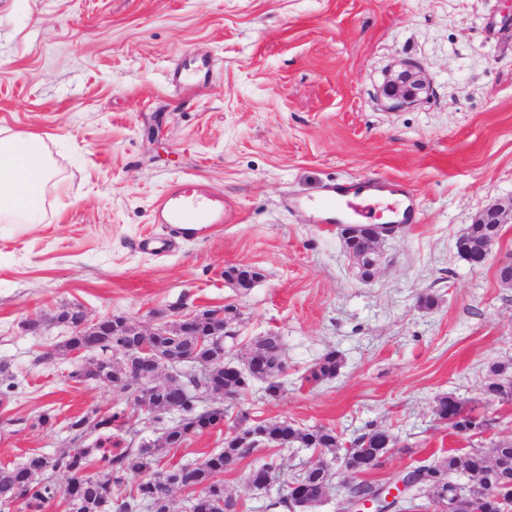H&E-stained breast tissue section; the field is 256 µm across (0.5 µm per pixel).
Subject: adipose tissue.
Here are the masks:
<instances>
[{"mask_svg":"<svg viewBox=\"0 0 512 512\" xmlns=\"http://www.w3.org/2000/svg\"><path fill=\"white\" fill-rule=\"evenodd\" d=\"M55 176L40 139L0 134V224L41 223V199Z\"/></svg>","mask_w":512,"mask_h":512,"instance_id":"ef3b65f1","label":"adipose tissue"}]
</instances>
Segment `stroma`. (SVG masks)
Returning a JSON list of instances; mask_svg holds the SVG:
<instances>
[{
    "mask_svg": "<svg viewBox=\"0 0 512 512\" xmlns=\"http://www.w3.org/2000/svg\"><path fill=\"white\" fill-rule=\"evenodd\" d=\"M512 0H0V130L41 137L56 169L43 221L0 224V465L66 451L69 418L120 413L123 440L153 441L123 395L69 374L45 352L78 305L96 322L235 305L244 360L280 336L288 375L229 415L335 428L343 443L375 429L395 442L379 479L448 452L512 440V402L483 388L512 364V223L471 266L457 238L488 205L512 201ZM430 93L385 109L401 62ZM207 62L203 78L187 69ZM401 183L419 221L384 238L373 281L350 261L341 227L314 210L326 185ZM178 177L221 191L222 230L174 238L153 206ZM256 267L244 291L224 277ZM330 351L331 379L304 375ZM454 396L479 417L460 434L437 418ZM53 416L39 425L41 414ZM317 450L259 447L224 475L238 512H266L248 483L276 458L291 478Z\"/></svg>",
    "mask_w": 512,
    "mask_h": 512,
    "instance_id": "1",
    "label": "stroma"
}]
</instances>
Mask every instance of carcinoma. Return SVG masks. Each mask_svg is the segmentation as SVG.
Segmentation results:
<instances>
[{"label":"carcinoma","instance_id":"1","mask_svg":"<svg viewBox=\"0 0 512 512\" xmlns=\"http://www.w3.org/2000/svg\"><path fill=\"white\" fill-rule=\"evenodd\" d=\"M469 235L476 241L467 260L479 263L483 260L489 241L482 232L483 225L468 226ZM148 341L167 349L182 348L196 353L207 360L220 353V348L198 336H150ZM257 346L270 353L268 364L258 370H251L247 363L240 364L244 374L238 379L224 371V363H216L217 378L224 379V390L239 394L246 390L251 379L266 384L265 393L274 399L279 396L282 383L279 380L282 371V342L274 335L260 339ZM129 359L112 363L99 362L106 369L107 385L112 390L126 394L127 385L117 382L118 377L130 373ZM342 365L338 353L331 351L308 371L304 379L318 384L335 377ZM170 393L160 385L146 388L134 401L135 407L147 413L148 421L162 426V437L153 442H142L137 447L125 448L118 454H112L103 441L96 439L85 444L87 430L90 427L102 428L119 419V414H96L94 423L89 417H74L68 423L71 429H79L75 440L80 447L70 448L56 455L35 454L17 466L0 467V504L10 503L21 498L25 504L38 500L46 505L55 500L58 488L53 476L63 473L67 484L71 486L73 499L68 501V512H102L104 500L110 498L115 504V512H172L170 497L174 487L181 489H200V494L190 500L189 512H238L237 501L224 490L221 475L234 467L250 452L255 442L262 444L298 443L306 448L320 451L321 458L291 478L293 483L305 487L304 506L312 509L320 504L335 477L334 466H339L343 474L339 482L341 497L352 500L380 486L374 480L363 479L361 475L382 465L379 457L384 453V442L390 438L385 430H373L353 441V447L338 455L340 443L336 432L326 427H301L286 421L264 422L258 426L249 422L244 413L238 415L234 424L228 427L224 437V447L210 454L201 464H166V452L175 445H182L195 434L218 429L224 425L223 403L216 404L210 410L194 407V396L186 395L181 404L184 419L173 426L171 421L155 415L161 408L169 406ZM438 418L457 430L463 421L470 418L462 403L451 396L437 401ZM489 463L488 475L476 479L471 485L460 484L452 476H468L478 467L481 460ZM139 476V481L128 492H122L127 476ZM411 475L415 485L406 499L393 504V512H422L425 505L416 503L422 497H428L434 504V512L448 497L458 493L467 501L480 503L482 512H512V500L498 501L491 498L496 482L501 478L512 481V441H501L488 449L474 448L467 453H451L446 457L428 464L412 468ZM121 492L113 498V491Z\"/></svg>","mask_w":512,"mask_h":512}]
</instances>
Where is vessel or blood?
I'll use <instances>...</instances> for the list:
<instances>
[{"mask_svg": "<svg viewBox=\"0 0 512 512\" xmlns=\"http://www.w3.org/2000/svg\"><path fill=\"white\" fill-rule=\"evenodd\" d=\"M409 193L402 188H390L384 179L376 178L368 184L334 183L325 190V212L319 213L323 224L335 223V216L329 210L340 206L341 216L360 219L367 211H374L388 224H409L414 212L408 206ZM157 223L172 225L178 234L193 238L198 236L199 225L216 228L224 222V195L210 191L192 178L183 177L172 183L170 188L155 203Z\"/></svg>", "mask_w": 512, "mask_h": 512, "instance_id": "vessel-or-blood-1", "label": "vessel or blood"}]
</instances>
